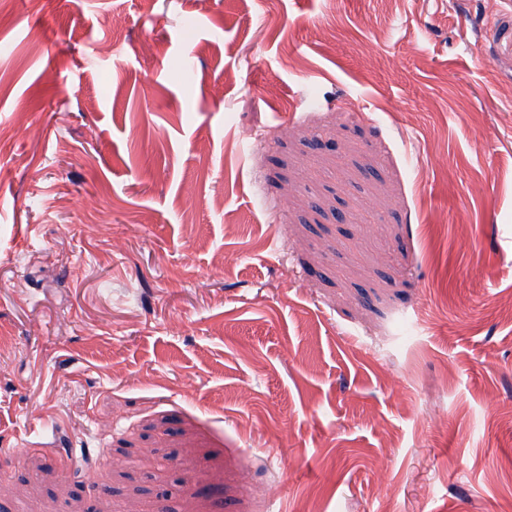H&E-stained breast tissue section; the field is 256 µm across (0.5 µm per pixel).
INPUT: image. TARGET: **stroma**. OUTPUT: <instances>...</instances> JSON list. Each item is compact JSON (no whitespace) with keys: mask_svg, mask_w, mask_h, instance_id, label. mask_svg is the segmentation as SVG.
<instances>
[{"mask_svg":"<svg viewBox=\"0 0 512 512\" xmlns=\"http://www.w3.org/2000/svg\"><path fill=\"white\" fill-rule=\"evenodd\" d=\"M505 8L9 0L0 512H502Z\"/></svg>","mask_w":512,"mask_h":512,"instance_id":"35a3bbf8","label":"stroma"}]
</instances>
